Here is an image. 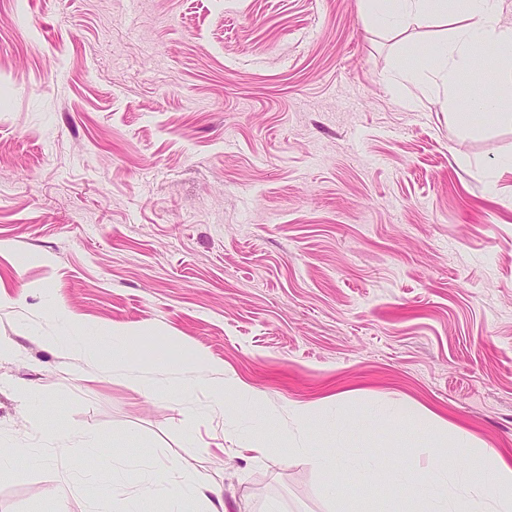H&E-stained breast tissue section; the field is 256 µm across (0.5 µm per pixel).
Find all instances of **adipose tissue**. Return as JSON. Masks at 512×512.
Segmentation results:
<instances>
[{
  "mask_svg": "<svg viewBox=\"0 0 512 512\" xmlns=\"http://www.w3.org/2000/svg\"><path fill=\"white\" fill-rule=\"evenodd\" d=\"M363 4L369 22L383 28H402L428 16L450 18L454 24L452 37L435 46L430 67L431 73L445 84L467 69L476 54L488 48L512 46V27L501 21L502 0H363ZM483 117L512 125L511 64L498 68L496 87L482 99L456 103L450 114L452 122L465 132L471 131ZM145 334L142 328H115L94 330L63 341L46 336L42 342L55 349L75 350L112 369L133 373L139 364L137 346ZM424 452L426 478L398 469L390 472L393 484L410 487L425 512H512V462L499 452L487 454L492 466L488 477L450 467L447 441L440 429L431 430ZM317 462L323 474L332 477V489L339 496L370 472L388 470L385 458L370 453L357 459L347 448L321 453ZM171 471V466L161 464L144 472L135 495L120 500L117 512H149L155 486L165 482L171 485L169 512H183V503L200 494L202 485L188 475L171 481ZM451 482L463 489L461 495L452 499L447 496V485Z\"/></svg>",
  "mask_w": 512,
  "mask_h": 512,
  "instance_id": "adipose-tissue-1",
  "label": "adipose tissue"
}]
</instances>
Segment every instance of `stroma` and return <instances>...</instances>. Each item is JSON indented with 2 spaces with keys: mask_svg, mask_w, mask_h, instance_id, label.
Here are the masks:
<instances>
[{
  "mask_svg": "<svg viewBox=\"0 0 512 512\" xmlns=\"http://www.w3.org/2000/svg\"><path fill=\"white\" fill-rule=\"evenodd\" d=\"M451 32L362 0H0V451H32L0 512H111L182 462L187 512H413L298 447L421 472L444 422L456 466L512 453V125L449 119L467 75L425 50ZM75 324L151 329L140 378L42 346ZM228 380L259 403L217 404ZM89 431L120 476L57 456Z\"/></svg>",
  "mask_w": 512,
  "mask_h": 512,
  "instance_id": "obj_1",
  "label": "stroma"
}]
</instances>
